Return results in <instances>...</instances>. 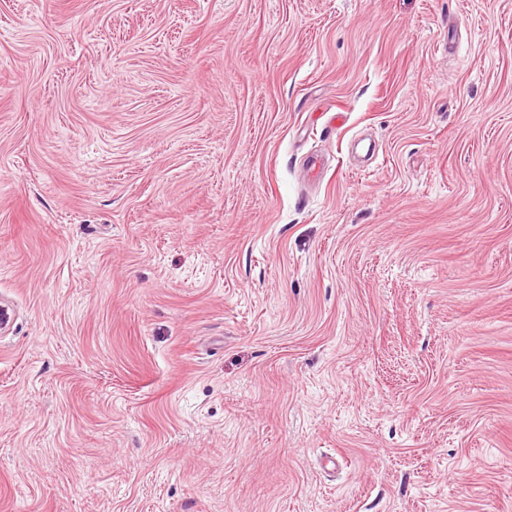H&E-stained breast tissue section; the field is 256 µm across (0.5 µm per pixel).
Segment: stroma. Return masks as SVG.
<instances>
[{"instance_id": "35a3bbf8", "label": "stroma", "mask_w": 512, "mask_h": 512, "mask_svg": "<svg viewBox=\"0 0 512 512\" xmlns=\"http://www.w3.org/2000/svg\"><path fill=\"white\" fill-rule=\"evenodd\" d=\"M1 303L0 512H512V0H0Z\"/></svg>"}]
</instances>
